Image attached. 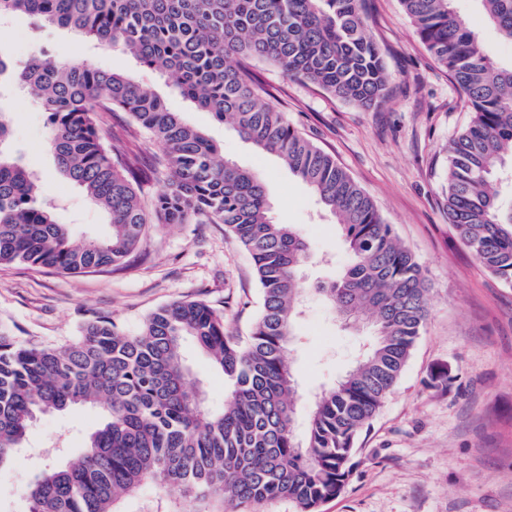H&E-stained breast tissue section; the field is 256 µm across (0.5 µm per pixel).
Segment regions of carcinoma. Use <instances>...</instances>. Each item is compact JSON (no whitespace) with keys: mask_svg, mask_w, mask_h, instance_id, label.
<instances>
[{"mask_svg":"<svg viewBox=\"0 0 512 512\" xmlns=\"http://www.w3.org/2000/svg\"><path fill=\"white\" fill-rule=\"evenodd\" d=\"M454 0H401L427 50L451 74L474 113L448 147V221L475 259L512 286V207L495 181L512 155V64L489 57ZM512 43V0H476ZM363 0H0V18L26 15L103 46H119L175 78L199 110L231 124L280 158L336 217L348 264L313 291L338 317L372 318L374 340L342 380L322 390L303 434L287 352L296 337L301 268L309 247L270 217L263 180L224 160L206 134L131 76L41 50L17 66L0 51V88L19 84L49 114L59 172L107 214L111 233L75 242L38 199L37 177L10 149L0 110V265L79 274L119 266L148 224H222L247 250L261 288L250 335L224 328V312L199 301L162 306L131 335L108 317L85 322L62 345L19 340L0 328V467L12 463L40 413L100 410L81 455L47 466L28 490V512H113L151 479L169 490L214 493L232 512L285 499L316 512L339 495L359 434L396 385L428 314V279L370 197L277 110L242 61L273 62L291 79L371 107L388 76L366 32ZM128 113L162 146L145 166L112 138L108 118ZM168 177L146 205L143 185ZM192 340L221 370L224 411L191 388L183 353Z\"/></svg>","mask_w":512,"mask_h":512,"instance_id":"cac0c4a2","label":"carcinoma"}]
</instances>
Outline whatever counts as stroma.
<instances>
[{"mask_svg":"<svg viewBox=\"0 0 512 512\" xmlns=\"http://www.w3.org/2000/svg\"><path fill=\"white\" fill-rule=\"evenodd\" d=\"M455 9L486 53L512 60V43L485 25L477 0ZM364 16L381 49L391 98L380 108L334 97L253 60L274 104L305 137L330 153L375 202L399 241L427 272L430 313L394 391L357 441L342 493L318 512H512V287L486 271L448 222V143L473 114L448 71L428 52L400 0H365ZM49 45L131 75L162 97L169 111L202 129L224 159L262 175L276 223L293 225L309 245L306 284L335 276L348 260L336 218L274 155L255 149L232 126L185 100L170 77L121 48H102L17 15L0 22V49L16 62ZM12 147L39 177L40 197L74 239L102 238L107 219L61 176L48 147V116L25 89L7 92ZM250 254L220 224H153L124 264L79 275L25 264L0 266V327L37 344H60L96 316L137 334L155 309L199 301L224 313L226 327L247 335L260 306ZM299 340L288 361L299 392L333 384L370 338L342 326L323 299L308 293ZM206 405L222 410L227 388L192 342L183 346ZM100 412L77 407L39 415L11 465L0 468V512H27V489L47 464L75 459L97 429ZM116 512H224L221 497L170 494L147 481L122 496Z\"/></svg>","mask_w":512,"mask_h":512,"instance_id":"1","label":"stroma"}]
</instances>
